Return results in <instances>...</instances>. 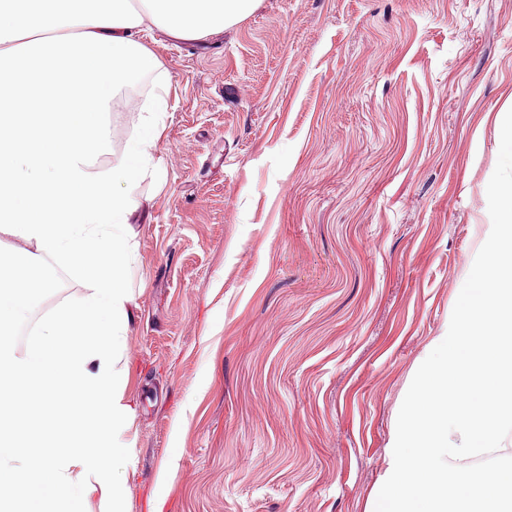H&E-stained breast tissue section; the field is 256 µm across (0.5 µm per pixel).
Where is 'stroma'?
<instances>
[{
    "label": "stroma",
    "mask_w": 512,
    "mask_h": 512,
    "mask_svg": "<svg viewBox=\"0 0 512 512\" xmlns=\"http://www.w3.org/2000/svg\"><path fill=\"white\" fill-rule=\"evenodd\" d=\"M141 39L159 70L114 89L98 158L165 74L153 170L116 187L137 208L127 512H366L490 228L512 0H261ZM44 264L21 348L86 292Z\"/></svg>",
    "instance_id": "stroma-1"
}]
</instances>
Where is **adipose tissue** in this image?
Masks as SVG:
<instances>
[{
  "label": "adipose tissue",
  "instance_id": "obj_1",
  "mask_svg": "<svg viewBox=\"0 0 512 512\" xmlns=\"http://www.w3.org/2000/svg\"><path fill=\"white\" fill-rule=\"evenodd\" d=\"M260 2L0 0V232L30 244L28 264L50 255L88 283L79 305L20 349L11 329L37 295L0 269V512H77L95 496L121 512L123 488L110 470L115 438L133 416L122 382L135 207L114 185L144 174L167 80L143 105V131L102 167L97 119L115 88L158 67L140 38L144 22L202 36Z\"/></svg>",
  "mask_w": 512,
  "mask_h": 512
}]
</instances>
